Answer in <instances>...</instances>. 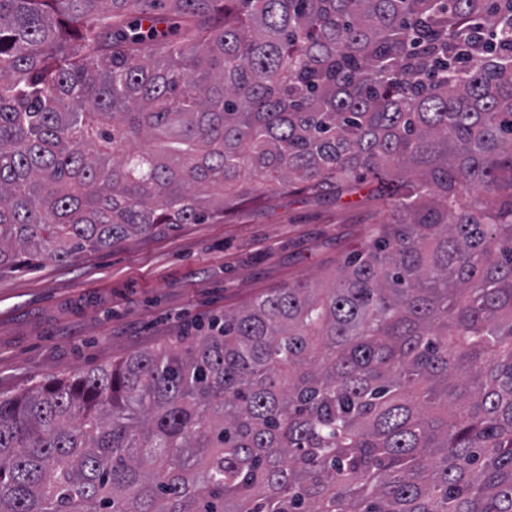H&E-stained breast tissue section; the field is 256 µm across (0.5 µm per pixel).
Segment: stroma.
I'll list each match as a JSON object with an SVG mask.
<instances>
[{"label": "stroma", "mask_w": 512, "mask_h": 512, "mask_svg": "<svg viewBox=\"0 0 512 512\" xmlns=\"http://www.w3.org/2000/svg\"><path fill=\"white\" fill-rule=\"evenodd\" d=\"M382 217L359 196L244 204L220 224L123 240L67 262L0 275V396L198 335L267 289L317 279Z\"/></svg>", "instance_id": "stroma-1"}]
</instances>
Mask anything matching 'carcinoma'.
<instances>
[{"instance_id":"obj_1","label":"carcinoma","mask_w":512,"mask_h":512,"mask_svg":"<svg viewBox=\"0 0 512 512\" xmlns=\"http://www.w3.org/2000/svg\"><path fill=\"white\" fill-rule=\"evenodd\" d=\"M367 181L326 279L0 396V512H512V0H0V274Z\"/></svg>"}]
</instances>
